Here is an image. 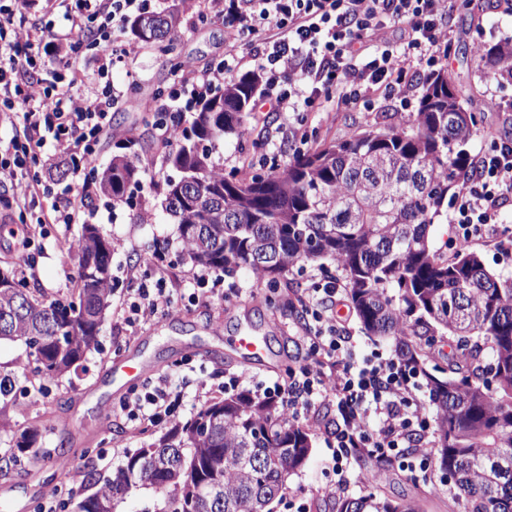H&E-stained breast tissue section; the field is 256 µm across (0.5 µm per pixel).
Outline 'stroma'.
I'll return each instance as SVG.
<instances>
[{"instance_id": "1", "label": "stroma", "mask_w": 512, "mask_h": 512, "mask_svg": "<svg viewBox=\"0 0 512 512\" xmlns=\"http://www.w3.org/2000/svg\"><path fill=\"white\" fill-rule=\"evenodd\" d=\"M165 3L167 9L180 14L176 45L180 59L199 67L221 61L224 26L201 20L200 0ZM450 6L452 35L445 63L475 116L468 143L470 153L475 154L494 139L512 135V112L498 108L500 102L512 99V86L498 85L483 71L475 54L477 45L512 37V12L504 10L498 0H450ZM133 76L138 85L131 105L113 112L112 135L100 143L97 166L102 169L111 162L114 141L139 135L145 141L140 182L130 188L129 203L111 206L99 198L85 213L86 221L124 243L112 255L114 291L99 346L77 373L44 384L31 377L33 361L22 343H0V375L15 380L10 403L0 412V453L11 446L14 433L35 428L40 433L38 446L44 456L39 463L24 460L0 471V512H40L46 496L53 492L62 503V512H74L77 494L97 491L99 482L111 476L127 453L149 447L165 432L162 424L136 427L118 409L120 401L133 390L142 389L158 377L170 374L184 380L187 398L177 415L182 422L201 408L194 396L199 382L220 383L230 372L243 377V389L253 391L261 383L285 376L298 357L293 336L301 322V308L293 298L294 291L317 282L345 279L343 271L327 261L298 264L274 288L259 282L251 271L239 270L223 274V299L206 305L190 304L192 275L198 267L182 248L177 224L161 207L159 190L165 180L177 178L178 173L167 165L168 147L153 130L156 93L172 86L177 73L146 46L133 61L114 68L112 81L122 86ZM421 90L422 79L417 76L409 85L406 101L375 93L364 108L305 113L304 128L312 139H343L368 128L383 129L410 118ZM279 123L274 115L250 113L243 137L221 140L213 152L214 161L225 172L243 176L252 175L250 161L260 155L284 163L299 143L281 133ZM145 207L152 213L147 224L139 220ZM80 233L77 224H48L39 230L35 239L37 274L28 281L37 294L49 300L68 297L78 268L66 244ZM159 241L167 245L165 278L168 287L177 289L178 302L162 318L127 326L119 311L138 286L127 270L135 265L140 274H150L145 260ZM247 323L267 338L261 357L249 358L225 345V334L234 333ZM127 360L143 366L141 379L125 377L121 366ZM337 417L336 401L328 397L319 401L303 420L311 437L310 459L289 477L285 489L271 503V512H288L286 504L290 501L305 504L306 512H336V477L326 433L335 430ZM64 438L68 439L69 448L64 463L59 464L53 453ZM90 472L95 473V482H86L85 476ZM349 479L346 493L350 496L370 492L394 499L420 496L424 499V512H453L455 508V490L435 468L422 476L398 465L383 470L373 459L361 457L352 461Z\"/></svg>"}]
</instances>
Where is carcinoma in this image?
Returning <instances> with one entry per match:
<instances>
[{"label": "carcinoma", "instance_id": "1", "mask_svg": "<svg viewBox=\"0 0 512 512\" xmlns=\"http://www.w3.org/2000/svg\"><path fill=\"white\" fill-rule=\"evenodd\" d=\"M154 21L149 40L141 26ZM180 17L144 14L129 24L137 42L174 55ZM480 60L500 83L512 84V39L482 49ZM259 76L244 73L201 102L167 162L181 173L165 183L162 208L179 226L190 259L205 269L252 271L274 288L300 262L328 260L345 274L364 333L392 337L426 378L436 411L439 471L453 483L457 512H512V278L485 267L466 246L450 259L431 247L429 227L448 214V198L470 176L467 149L473 113L441 66L426 77L416 112L384 130L314 141L283 165L247 177L226 174L212 148L244 128ZM140 143L96 181L114 204L139 183ZM193 179L182 184V179ZM116 243L86 224L71 253L79 267L70 299L39 298L9 269H0V340L19 341L33 357L32 373L52 381L76 371L99 345L112 298ZM456 338L457 359L435 375L422 344L436 334ZM38 430L13 437L0 456L11 467L37 455ZM308 430L264 403L231 396L201 408L124 462L76 512H114L131 489L159 491L155 512H254L269 505L311 454ZM204 481L222 497L199 498ZM336 512H423L416 499L375 493L342 497Z\"/></svg>", "mask_w": 512, "mask_h": 512}]
</instances>
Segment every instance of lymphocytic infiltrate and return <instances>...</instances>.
Wrapping results in <instances>:
<instances>
[{
    "label": "lymphocytic infiltrate",
    "mask_w": 512,
    "mask_h": 512,
    "mask_svg": "<svg viewBox=\"0 0 512 512\" xmlns=\"http://www.w3.org/2000/svg\"><path fill=\"white\" fill-rule=\"evenodd\" d=\"M151 0H44L63 27L27 22L30 0L0 5V120L21 114L9 140H0V184L10 185L13 203L0 211V227L24 248L14 275L36 273L32 253L37 227L77 224L80 204L97 196V136L112 108L128 103L126 91L112 82V70L135 57L139 46L125 36L131 17ZM210 18L224 24L227 49L216 65L186 64L185 78L174 84L161 111L190 112L223 87L244 63L242 46L256 48V70L265 82L255 111L282 115L323 112L328 103L349 107L371 92L402 94L410 70L438 65L437 49L449 40L448 0H206ZM92 42L100 61L87 72L80 45ZM71 53L57 57L61 44ZM57 58L52 79L42 72ZM53 146L71 171L72 184L53 191L35 169L46 146ZM472 173L456 197L451 221L459 227L456 246L512 232L503 211L512 203V138L493 140L471 160ZM305 321L295 338L302 361L287 377L262 385L265 402L285 408L293 421L305 418L315 398L331 396L342 419L331 445L337 489H345L351 451L364 448L402 457L412 435H425L429 422L421 397L420 375L399 354L357 358L344 323L334 310L344 290L329 280L295 295ZM175 302L164 279L141 281L123 308L132 326L156 320ZM183 394L161 377L124 399L119 409L131 421H171Z\"/></svg>",
    "instance_id": "lymphocytic-infiltrate-1"
}]
</instances>
